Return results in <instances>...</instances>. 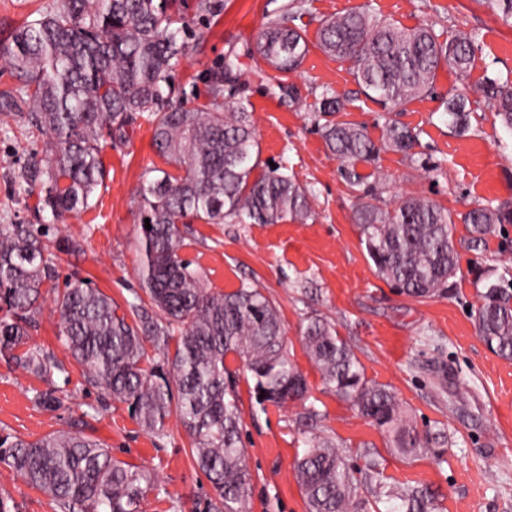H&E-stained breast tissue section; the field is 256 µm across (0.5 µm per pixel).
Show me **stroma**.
I'll use <instances>...</instances> for the list:
<instances>
[{"label": "stroma", "mask_w": 512, "mask_h": 512, "mask_svg": "<svg viewBox=\"0 0 512 512\" xmlns=\"http://www.w3.org/2000/svg\"><path fill=\"white\" fill-rule=\"evenodd\" d=\"M60 2L0 0V43L25 21L56 11ZM284 2L224 0L220 16L206 25L193 24L191 51L177 67L174 84L188 104L207 103L206 73L217 69L225 54H236V76L253 108L260 161L288 163L311 193L313 214L303 224H184L180 254L201 270L207 287L228 293L250 286L274 302L289 354L325 414L322 431L343 444L350 461L361 463V446L367 443L383 457L388 483L438 491L439 512H512V360L486 346L471 314L481 302L471 269L512 266V224L489 236L485 250L461 249V270L448 295L419 300L394 293L376 274L353 221V206L363 188L373 189L377 203L390 207L409 195L454 213L490 201L512 202V132L480 92L486 79L512 80V28L473 0H308L295 24L311 48L297 72L283 74L269 69L251 49L271 12ZM364 5L405 28L431 24L476 35L479 49L467 76L440 68L433 94L399 112L367 99L354 80L352 62L315 46L325 18ZM279 84L289 86L290 94L273 95ZM328 89L345 103L338 120L365 125L373 140H380L391 120L419 129L418 151L433 171L387 150L377 163L357 164L362 185L350 187L340 174V160L312 120ZM453 94L470 101L469 129L462 135L449 129L444 113V102ZM152 135L147 117L135 119L125 143L102 152L107 174L92 208L56 221L50 212H37L36 196L25 195L14 181L31 153L42 149L43 136L28 132L22 114L0 112V224L57 223L59 239L82 246L78 253H59L60 274L90 281L123 309L142 293L141 176L166 167L153 148ZM52 307V299L43 301L26 344L49 353L61 370L47 382L0 356V433L33 441L55 431L83 432L119 459L155 473L165 492L148 493L143 512H168L174 499L191 512L211 487L194 465L180 421L169 417L163 436L147 433L127 404L87 384L57 338ZM315 316L335 325L367 379L396 394L417 432L448 434L442 459L395 456L384 432L325 389L302 339ZM252 385L250 373H242L243 437L253 476L247 510L307 512L293 469L304 450L294 424L301 407H260ZM50 388L61 399L53 410L34 401L36 392ZM1 495L11 497L20 512H56L47 495L4 466Z\"/></svg>", "instance_id": "obj_1"}]
</instances>
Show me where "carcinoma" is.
<instances>
[{"mask_svg": "<svg viewBox=\"0 0 512 512\" xmlns=\"http://www.w3.org/2000/svg\"><path fill=\"white\" fill-rule=\"evenodd\" d=\"M306 0H288L269 18L255 44L257 55L281 73L302 65L309 45L292 22ZM512 28V0H473ZM187 0H62L61 8L25 22L0 46V69L14 85L0 91V112H23L31 127L46 134L43 157L33 153L18 179L37 193L38 211L58 218L91 208V197L105 179L100 139L122 144L136 115L149 114L156 152L176 172L147 182L140 191L141 289L155 315L132 305L118 313L111 297L83 279L59 281L52 261L49 224H0V355L45 380L59 365L39 350L21 355L28 327L41 310L42 289L54 294L57 336L85 371L86 382L130 405L143 429L162 436L176 413L192 441L196 467L213 495L195 512H246L252 477L238 405V373L227 358L251 373L258 405L300 401L295 419L306 448L294 468L308 512H437L439 503L424 489L399 487L383 479V457L364 449V465L347 463L342 445L318 434L324 418L310 400L307 381L288 356L278 310L259 289L232 292L206 286L201 272L183 259L179 225L185 220L222 224L304 223L310 218V191L289 173L288 164L260 166L252 112L241 98L232 70L235 58L208 78L209 103L188 106L172 97L173 72L188 53ZM224 0H196L203 21L219 16ZM317 47L326 55L348 58L364 95L390 111L401 110L433 89L438 70L460 73L478 49L476 37L435 31L431 25L401 28L369 7L328 17ZM484 96L501 124L512 129V81L489 78ZM469 100L448 98V127L468 129ZM344 107L327 90L317 108L318 128L328 148L344 163L341 174L352 187L361 176L358 162H373L383 149L419 162L413 149L420 132L403 123L385 125L375 143L362 125L336 121ZM421 163V162H419ZM427 167V162L421 163ZM361 244L378 276L396 293L412 298L448 294L460 272L454 246L456 223L466 225L468 248L486 245L501 224H512V202L479 205L464 213L422 197H407L382 207L360 197L354 208ZM512 271L497 278L480 275L484 292L475 309L477 330L496 355L512 359ZM310 360L326 388L350 402L390 439L403 458L423 451L441 459L434 437H422L407 420L396 395L371 382L352 347L330 322L313 318L303 332ZM174 355H169L170 343ZM167 359V367H147L146 344ZM0 464L30 487L50 497L58 512H142L149 490L159 489L149 471L112 456L99 440L81 433L53 432L28 441L0 436Z\"/></svg>", "mask_w": 512, "mask_h": 512, "instance_id": "1", "label": "carcinoma"}]
</instances>
